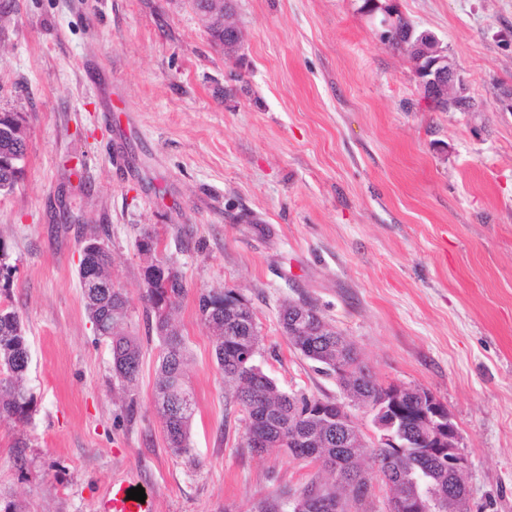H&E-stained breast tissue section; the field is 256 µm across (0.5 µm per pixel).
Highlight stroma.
<instances>
[{
    "mask_svg": "<svg viewBox=\"0 0 512 512\" xmlns=\"http://www.w3.org/2000/svg\"><path fill=\"white\" fill-rule=\"evenodd\" d=\"M362 3L238 0L244 42L229 56L190 0H0V111L29 123L0 238L35 401L27 426L0 419L1 498L23 512H98L118 477L156 512H252L283 488L331 482L285 449L247 447L198 314L201 291L231 288L280 388L343 397L279 324L283 303L305 301L379 383L444 403L470 462V512H512V0H398L458 62L469 112L426 105ZM93 227L109 230L142 344L132 421L78 281ZM146 230L186 282L187 457L171 455L154 413Z\"/></svg>",
    "mask_w": 512,
    "mask_h": 512,
    "instance_id": "1",
    "label": "stroma"
}]
</instances>
